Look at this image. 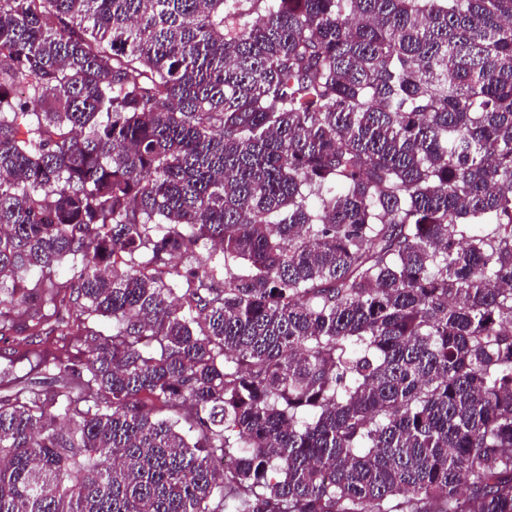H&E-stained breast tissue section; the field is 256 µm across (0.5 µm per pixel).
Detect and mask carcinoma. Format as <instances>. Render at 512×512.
Listing matches in <instances>:
<instances>
[{"instance_id":"1","label":"carcinoma","mask_w":512,"mask_h":512,"mask_svg":"<svg viewBox=\"0 0 512 512\" xmlns=\"http://www.w3.org/2000/svg\"><path fill=\"white\" fill-rule=\"evenodd\" d=\"M17 87L0 512H512V0H0ZM10 357L16 359L14 364V375L18 377H22V379H28L32 382L34 381H49V380H36L43 379L45 376L50 377L48 373L50 372H41L37 374L36 372H30L31 363L35 361V357L31 356L28 359H24L22 356V352L20 349H15V346L12 344L11 340L3 343L0 341V363L1 366H5L9 363Z\"/></svg>"}]
</instances>
